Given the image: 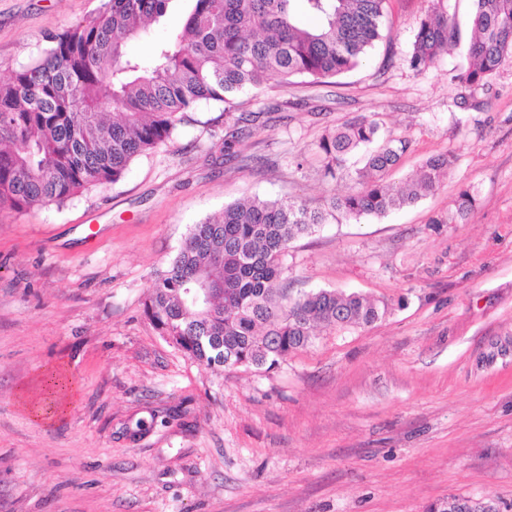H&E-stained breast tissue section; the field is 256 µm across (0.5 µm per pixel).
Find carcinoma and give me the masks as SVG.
<instances>
[{"mask_svg":"<svg viewBox=\"0 0 512 512\" xmlns=\"http://www.w3.org/2000/svg\"><path fill=\"white\" fill-rule=\"evenodd\" d=\"M316 19L304 25L297 2ZM172 0H106L99 14L51 38L44 54L0 80V210L17 214L61 206L78 193L117 182L138 156L169 140L202 102L260 90L271 76L288 86L314 83L357 67L382 39L391 0H190L182 31L168 32L147 58L130 40L160 24ZM467 64L454 81L490 85L512 64V0H472ZM447 0H428L408 56L419 74L458 42ZM410 148L384 138L373 115L327 131L318 142L324 175L338 179L363 150L358 187L321 207L304 199H251L228 204L194 224L167 269L147 289L144 312L175 348L217 371L270 370L306 348L316 328L371 325L388 305L357 293L318 290L293 297L281 286L293 241L338 216H385L436 190L455 164L445 153L428 159L405 190L386 175ZM475 204L463 190L448 222ZM220 284L207 309L192 308L184 289ZM489 499L452 496L439 512H485Z\"/></svg>","mask_w":512,"mask_h":512,"instance_id":"cac0c4a2","label":"carcinoma"}]
</instances>
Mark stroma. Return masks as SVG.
Masks as SVG:
<instances>
[{
	"instance_id": "1",
	"label": "stroma",
	"mask_w": 512,
	"mask_h": 512,
	"mask_svg": "<svg viewBox=\"0 0 512 512\" xmlns=\"http://www.w3.org/2000/svg\"><path fill=\"white\" fill-rule=\"evenodd\" d=\"M104 3L0 0V78ZM425 5L391 0L386 40L327 84L236 94L235 114L260 116L232 151L222 105L203 102L117 182L0 213V512H428L451 496L512 512V65L472 91L452 79L454 48L411 71ZM372 113L410 141L393 188L433 156L454 167L387 217L298 238L284 283L388 314L317 329L269 371L173 348L144 301L190 226L254 196L350 191L353 176L323 178L317 144ZM464 189L475 206L448 223ZM54 373L76 391L47 421L28 405L54 401Z\"/></svg>"
}]
</instances>
